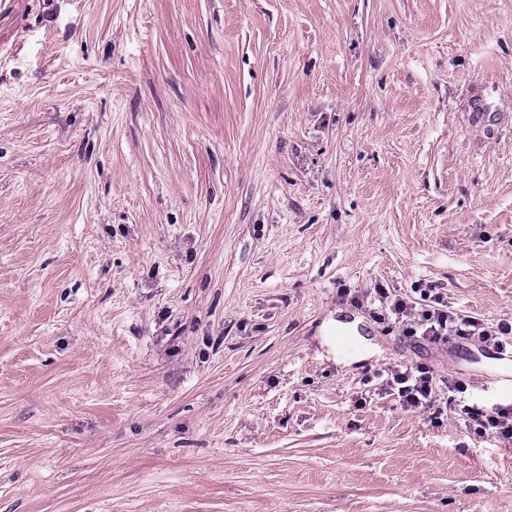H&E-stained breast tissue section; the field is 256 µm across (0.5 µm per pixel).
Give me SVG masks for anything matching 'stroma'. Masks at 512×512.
Returning a JSON list of instances; mask_svg holds the SVG:
<instances>
[{
	"instance_id": "obj_1",
	"label": "stroma",
	"mask_w": 512,
	"mask_h": 512,
	"mask_svg": "<svg viewBox=\"0 0 512 512\" xmlns=\"http://www.w3.org/2000/svg\"><path fill=\"white\" fill-rule=\"evenodd\" d=\"M378 288L512 325V0H0V512H512ZM442 385L436 384V378L429 368L425 366L405 367L391 371L386 379V386L396 395L398 401L405 409H430L434 406L440 393L452 391L463 393V387L458 382L453 386L446 379L440 380Z\"/></svg>"
}]
</instances>
